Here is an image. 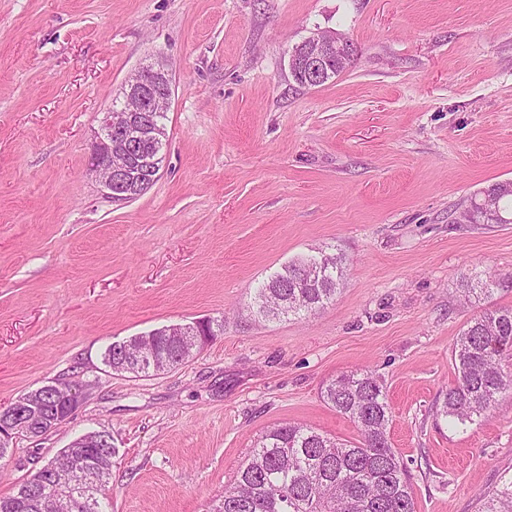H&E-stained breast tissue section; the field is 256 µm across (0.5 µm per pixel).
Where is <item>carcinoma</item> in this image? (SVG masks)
<instances>
[{
  "label": "carcinoma",
  "mask_w": 512,
  "mask_h": 512,
  "mask_svg": "<svg viewBox=\"0 0 512 512\" xmlns=\"http://www.w3.org/2000/svg\"><path fill=\"white\" fill-rule=\"evenodd\" d=\"M487 196L498 213L478 206ZM470 224H512V185L500 182L481 191L464 212ZM344 277V258L322 252L290 262L259 289L251 305L258 320L306 317L331 303ZM224 333V320L205 319L195 340L205 344ZM512 352V308L487 309L470 319L457 337L452 357L457 378L444 395L438 413L452 425L473 424L512 391L500 357ZM190 357V345L157 328L128 345H111L104 362L114 371H164ZM324 401L353 422L355 443H340L313 428L290 423L272 426L251 451L234 484L224 490L215 512H416L406 469L388 437L391 417L384 387L368 371L342 374L322 391ZM37 412L45 416L65 401L55 389L39 391ZM76 465L75 449L65 448L21 483L17 492L0 497V512H100L102 494L112 469V436L93 432ZM94 469L98 484L83 504L68 495ZM483 512H512V479L486 496Z\"/></svg>",
  "instance_id": "obj_1"
}]
</instances>
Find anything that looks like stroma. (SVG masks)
I'll return each mask as SVG.
<instances>
[{"label":"stroma","instance_id":"1","mask_svg":"<svg viewBox=\"0 0 512 512\" xmlns=\"http://www.w3.org/2000/svg\"><path fill=\"white\" fill-rule=\"evenodd\" d=\"M351 65L303 88L288 58L317 33ZM161 62L175 94L158 178L129 202L90 169L128 76ZM512 181V0H0V409L42 386L84 398L12 439L0 497L75 439L108 431L105 512H213L266 430L339 441L321 397L379 376L416 512H482L512 475V396L463 427L437 416L452 349L512 284V224L464 220ZM345 259L335 300L258 322L254 294L290 261ZM220 319L173 368L113 371L112 344Z\"/></svg>","mask_w":512,"mask_h":512}]
</instances>
